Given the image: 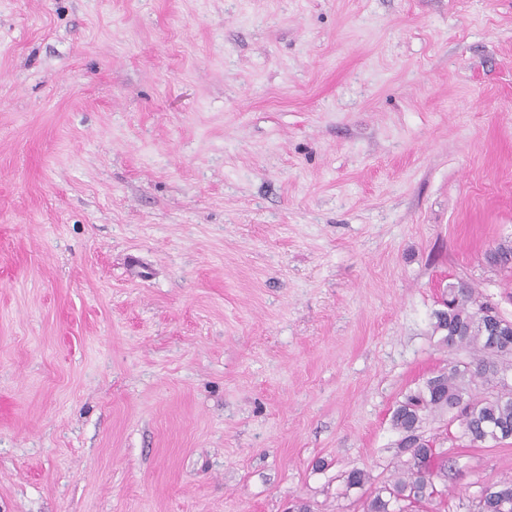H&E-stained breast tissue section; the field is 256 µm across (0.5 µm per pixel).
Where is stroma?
Segmentation results:
<instances>
[{"mask_svg":"<svg viewBox=\"0 0 512 512\" xmlns=\"http://www.w3.org/2000/svg\"><path fill=\"white\" fill-rule=\"evenodd\" d=\"M505 241L512 0H0V512H363Z\"/></svg>","mask_w":512,"mask_h":512,"instance_id":"35a3bbf8","label":"stroma"}]
</instances>
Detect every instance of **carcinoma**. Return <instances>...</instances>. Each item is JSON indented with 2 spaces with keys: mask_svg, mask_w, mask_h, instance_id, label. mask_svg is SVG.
I'll list each match as a JSON object with an SVG mask.
<instances>
[{
  "mask_svg": "<svg viewBox=\"0 0 512 512\" xmlns=\"http://www.w3.org/2000/svg\"><path fill=\"white\" fill-rule=\"evenodd\" d=\"M490 264L512 267V245L500 244L488 257ZM487 303L477 300L473 287L465 282L448 285L444 308L434 313V331L439 343L450 349L466 348L474 360L448 367L427 378L409 394L392 414V425L400 435L398 448L406 455L395 470L391 483L368 495L365 512H406L413 503L426 508L436 491L434 476L443 466L436 448H404L411 436L422 441V424L428 415H449L459 438L472 444L512 438V389L500 377L499 360L512 357V328L497 332L487 321ZM473 512H512V479L487 484L480 492Z\"/></svg>",
  "mask_w": 512,
  "mask_h": 512,
  "instance_id": "obj_1",
  "label": "carcinoma"
}]
</instances>
